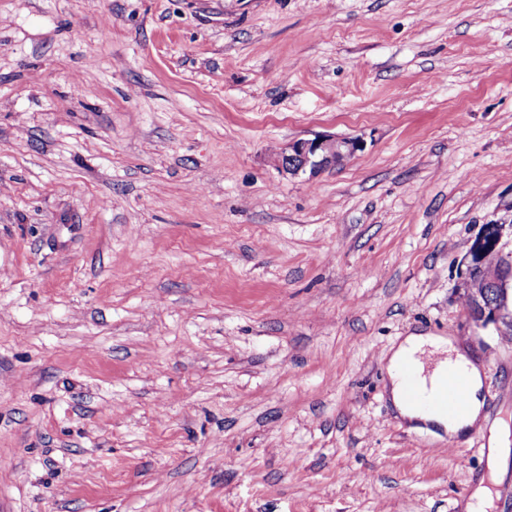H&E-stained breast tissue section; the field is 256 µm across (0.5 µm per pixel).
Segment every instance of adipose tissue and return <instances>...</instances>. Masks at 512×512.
I'll use <instances>...</instances> for the list:
<instances>
[{"label": "adipose tissue", "instance_id": "adipose-tissue-1", "mask_svg": "<svg viewBox=\"0 0 512 512\" xmlns=\"http://www.w3.org/2000/svg\"><path fill=\"white\" fill-rule=\"evenodd\" d=\"M414 364L424 390H432L437 379L448 368L465 371L468 378V407L455 418L447 414L423 413L410 404L404 397L398 367ZM389 383L392 401L399 414L408 420L432 422L447 429L455 436L476 427L484 405L483 372L479 363L460 342L451 337L432 334H413L407 336L387 359Z\"/></svg>", "mask_w": 512, "mask_h": 512}]
</instances>
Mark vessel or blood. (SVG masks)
Returning <instances> with one entry per match:
<instances>
[{
    "mask_svg": "<svg viewBox=\"0 0 512 512\" xmlns=\"http://www.w3.org/2000/svg\"><path fill=\"white\" fill-rule=\"evenodd\" d=\"M400 373L404 380L406 399L421 410L429 413L441 411L451 417L462 415L466 411L468 390L464 374L459 372L444 374L438 380L434 392L427 395L422 392L412 366H402Z\"/></svg>",
    "mask_w": 512,
    "mask_h": 512,
    "instance_id": "b4317fda",
    "label": "vessel or blood"
}]
</instances>
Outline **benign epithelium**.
<instances>
[{"label":"benign epithelium","instance_id":"benign-epithelium-1","mask_svg":"<svg viewBox=\"0 0 512 512\" xmlns=\"http://www.w3.org/2000/svg\"><path fill=\"white\" fill-rule=\"evenodd\" d=\"M362 148V142L358 138H314L298 139L288 143L277 156L278 165L292 176L304 175L307 180H312L321 173L334 169L348 158L355 155ZM506 228H501L500 235L495 244L485 243L483 235L479 234L473 240L466 259L483 262L485 254L489 250H495L502 254L501 278L496 281V286L503 291H508L512 286V255L503 254V238ZM467 315L478 326L485 327L494 324L502 327V317L505 315V307H495L477 301L468 306Z\"/></svg>","mask_w":512,"mask_h":512}]
</instances>
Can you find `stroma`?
I'll return each mask as SVG.
<instances>
[{
    "instance_id": "1",
    "label": "stroma",
    "mask_w": 512,
    "mask_h": 512,
    "mask_svg": "<svg viewBox=\"0 0 512 512\" xmlns=\"http://www.w3.org/2000/svg\"><path fill=\"white\" fill-rule=\"evenodd\" d=\"M362 150L314 180L296 139ZM512 0H0V512H512ZM483 430L403 423V337ZM467 456V466L457 460ZM506 225H503L500 230V235L495 244L490 245L486 244L482 234H478L473 240L469 251L466 256L467 260L471 261L472 264L476 262H472L473 259H476L477 262L482 263L485 259V254L488 250H495L498 252V255H503V248L505 243H503V238L506 233ZM497 257L495 253L490 254L487 258L486 262L482 265H475L471 269H467V278L470 281L472 286L473 293H479L481 300L486 299L487 301H496L499 298L498 288H501L502 291H505L506 299L508 297V287L512 286V255L511 252L508 255L500 256L502 257L501 261V278L495 282L498 288H493V286L488 282V279L491 276L492 261ZM465 262V263H466ZM474 290V291H473ZM481 300H477L476 303H471L467 309V315L470 320L478 326L486 327L489 324H494L498 328H502V317L505 315V305L500 307H495L491 304L485 305ZM508 307L511 302V310H512V293H510L508 297V301L505 300ZM407 363L415 365L426 392L432 390L448 367L465 371L468 387L464 374L449 372L438 380L434 392L426 395L421 391L412 365H404ZM387 365L392 401L403 418L435 423L447 429L451 436L467 432L480 422L484 405L482 366L458 340L433 334H412L391 352ZM401 365L406 399L429 413L420 412L404 398L402 382L396 371Z\"/></svg>"
}]
</instances>
